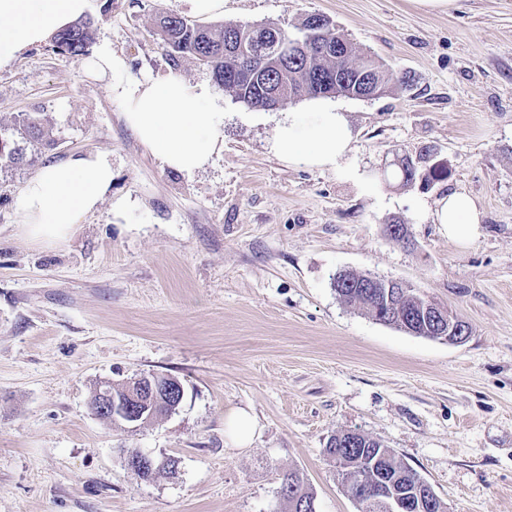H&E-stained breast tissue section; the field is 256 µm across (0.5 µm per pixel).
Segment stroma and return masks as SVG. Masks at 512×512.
<instances>
[{
    "label": "stroma",
    "instance_id": "stroma-1",
    "mask_svg": "<svg viewBox=\"0 0 512 512\" xmlns=\"http://www.w3.org/2000/svg\"><path fill=\"white\" fill-rule=\"evenodd\" d=\"M163 12L191 15L185 0H90L92 45L125 60L111 81L48 41L0 70V128L39 113L57 140L0 171V512H285L291 469L317 512H358L324 453L350 429L392 448L448 512H512V0H224L207 18L291 30L322 14L390 78L411 75L407 90L336 96L357 133L355 179L270 154L279 109L171 60ZM171 69L224 102V150L190 176L139 143L110 89ZM78 153L110 156L112 195L68 241L36 244L21 189ZM423 153L445 179L391 176L394 157ZM459 189L482 208L465 247L425 209ZM342 270L402 281L469 338L416 336L345 305ZM140 374L179 379L175 413L136 428L91 413L98 385ZM229 407L257 417L246 447L224 436ZM134 449L178 459L177 473L142 480L124 464Z\"/></svg>",
    "mask_w": 512,
    "mask_h": 512
}]
</instances>
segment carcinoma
Listing matches in <instances>:
<instances>
[{"instance_id": "cac0c4a2", "label": "carcinoma", "mask_w": 512, "mask_h": 512, "mask_svg": "<svg viewBox=\"0 0 512 512\" xmlns=\"http://www.w3.org/2000/svg\"><path fill=\"white\" fill-rule=\"evenodd\" d=\"M157 27L162 46L172 60L189 56L207 66L218 85L254 108L263 107L267 100L282 91L287 92L286 99L293 101L331 94L371 98L388 88L389 78L384 63L368 57L362 64H355L352 43L323 15L306 16L292 34L275 23H264L255 31L249 25L237 24L215 30L173 13L160 15ZM242 38L254 52L253 63L262 64L266 74L263 83L234 80V75L244 67V61L228 51V47ZM290 38L306 40L307 52L296 57L283 56L282 45ZM90 40V22L82 20L52 36L53 48L72 58L88 55ZM316 74L331 79L329 90L319 92L313 88ZM38 145L49 148L55 145L52 129L45 118L27 114L11 132L0 133V170L25 161L36 162ZM359 283L360 275L350 271H342L334 278V284L338 285L336 294L346 305L362 309L387 325L391 321L383 313L389 306L412 313L417 329L426 337H435V329L422 313L426 296L412 288L396 297L385 288H378L375 293L365 296L357 288ZM344 441V433H336L328 440L324 453L335 462L337 475L347 493L357 502L359 512H385V506L371 500L370 491L359 486L356 474H362L366 485L371 486L377 481L379 469L392 468L400 474L391 486L393 493L399 495L412 493L416 483L422 480L415 469L381 441L365 435L357 448L344 447ZM280 493L288 504V512H300V502L314 499L297 471L283 475Z\"/></svg>"}]
</instances>
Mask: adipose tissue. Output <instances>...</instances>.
<instances>
[{
    "mask_svg": "<svg viewBox=\"0 0 512 512\" xmlns=\"http://www.w3.org/2000/svg\"><path fill=\"white\" fill-rule=\"evenodd\" d=\"M88 0H0V69L31 45L44 42L80 18ZM112 95L128 127L163 167L186 175L209 165L224 149V105L207 83H190L172 71L156 80L116 84ZM354 129L340 107L315 98L276 123L269 152L289 165L348 170ZM112 189L109 155L77 156L46 167L20 196L19 222L32 241L55 245L80 218L97 210ZM449 240L460 245L481 233L477 200L456 190L429 209Z\"/></svg>",
    "mask_w": 512,
    "mask_h": 512,
    "instance_id": "adipose-tissue-1",
    "label": "adipose tissue"
}]
</instances>
